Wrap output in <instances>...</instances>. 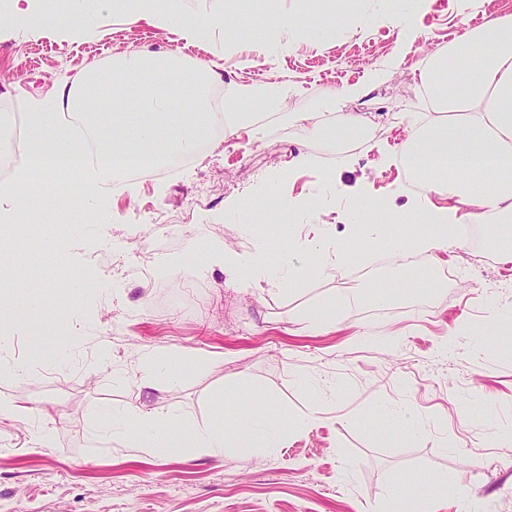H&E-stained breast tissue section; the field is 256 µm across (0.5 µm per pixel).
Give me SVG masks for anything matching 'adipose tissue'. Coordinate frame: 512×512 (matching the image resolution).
<instances>
[{
    "label": "adipose tissue",
    "mask_w": 512,
    "mask_h": 512,
    "mask_svg": "<svg viewBox=\"0 0 512 512\" xmlns=\"http://www.w3.org/2000/svg\"><path fill=\"white\" fill-rule=\"evenodd\" d=\"M73 12L82 18L121 11L148 24L169 29L178 39H212L220 14L190 17L179 0H70ZM421 82L436 108L449 114L447 122L429 121L421 112L406 113L411 129L399 153L400 163L424 186L426 193L403 213L384 211L382 204L368 198L352 205L351 231L359 236L375 222L405 224L413 234L394 243V250L411 247L445 252L450 230L465 224L491 225L503 253L512 252V14L490 18L483 26L463 29L448 47L434 52L421 72ZM359 87L327 88L317 102H303L288 115L289 120L318 135L312 107L336 109V140L351 142L365 132L368 120L359 112L340 111L342 99L357 96ZM448 198L437 207L430 194ZM429 225L431 234L415 229ZM291 254L302 253L317 271L331 268L342 248L324 232L323 225L310 224L301 244L291 245ZM226 269L239 287L248 288L264 280L283 282L293 273L290 259L271 265L264 248L239 258L212 241L206 254L197 258L198 273ZM284 417L267 412H247L225 425L210 421L186 424L182 417L164 412L126 408L104 428L105 437L119 436L139 453L158 447L186 449L198 455L220 457L226 449L242 453L272 452L280 445Z\"/></svg>",
    "instance_id": "adipose-tissue-1"
}]
</instances>
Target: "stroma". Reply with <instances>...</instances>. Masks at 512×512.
<instances>
[{
	"mask_svg": "<svg viewBox=\"0 0 512 512\" xmlns=\"http://www.w3.org/2000/svg\"><path fill=\"white\" fill-rule=\"evenodd\" d=\"M335 37L268 53L255 33L256 0H223L211 41L185 43L121 12L93 20L85 40L16 16L0 0V115H28L34 104L64 114L60 87L79 86L90 63L111 72L130 51L174 53L186 65L221 60L208 86L230 100L241 83L283 79L300 93L287 108L260 110L258 138L210 136L175 175L113 189L75 221L21 223L22 254L42 299L39 326L0 334V401L28 402L26 423L0 413V512H388L393 491L417 497L426 512H512V335L496 327L512 307V274L500 253L453 237L442 261L405 252L389 262L365 255L351 238L349 209L366 196L393 212L416 195L397 159L403 112H419L428 52L447 48L463 24L512 13V0H476L462 20L456 0H433L416 18L420 38L405 45L376 22L387 0H356ZM385 79L343 109L379 111L377 136L340 144L336 116L322 110L319 137L290 123L288 108L325 88ZM306 154L313 165L293 167ZM314 199L317 213H277L266 228L271 261L305 225H325L346 255L302 284L230 285L221 269L198 276L189 240L214 237L237 254L256 247L230 201L263 191ZM180 225L179 234L137 239L129 219ZM421 271L430 287L409 296L397 283ZM342 288L336 326L312 329L305 310ZM389 301L377 304L376 290ZM170 349L187 366L175 380L138 382L140 355ZM112 355L101 364L99 351ZM29 366L17 376L15 363ZM247 394H240V386ZM129 406L184 418L224 421L246 411L286 418L274 453L226 451L223 459L157 449L132 460L126 440L101 434L108 410ZM409 409L412 431L382 433L378 416ZM55 445L39 447L37 430Z\"/></svg>",
	"mask_w": 512,
	"mask_h": 512,
	"instance_id": "stroma-1",
	"label": "stroma"
}]
</instances>
